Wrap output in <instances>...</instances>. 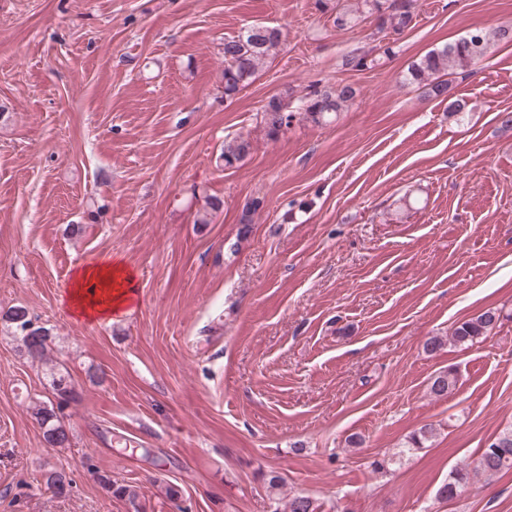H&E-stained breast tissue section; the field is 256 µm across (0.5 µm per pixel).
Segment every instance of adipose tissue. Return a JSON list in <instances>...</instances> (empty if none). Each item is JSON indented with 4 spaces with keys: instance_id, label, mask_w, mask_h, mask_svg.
I'll return each instance as SVG.
<instances>
[{
    "instance_id": "ef3b65f1",
    "label": "adipose tissue",
    "mask_w": 512,
    "mask_h": 512,
    "mask_svg": "<svg viewBox=\"0 0 512 512\" xmlns=\"http://www.w3.org/2000/svg\"><path fill=\"white\" fill-rule=\"evenodd\" d=\"M134 292V276L124 265L98 262L76 269L69 304L76 314L93 320L123 310Z\"/></svg>"
}]
</instances>
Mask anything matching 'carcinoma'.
<instances>
[{
  "label": "carcinoma",
  "instance_id": "cac0c4a2",
  "mask_svg": "<svg viewBox=\"0 0 512 512\" xmlns=\"http://www.w3.org/2000/svg\"><path fill=\"white\" fill-rule=\"evenodd\" d=\"M417 0H355L350 6L332 5L330 0H316V5L329 15L333 26L347 30L366 19H372L378 35L377 51L354 53L345 57L343 65L351 70L373 69L393 53V44L405 31L413 27ZM512 44V28L500 27L492 31L477 29L453 43L433 49L414 61L407 70L404 82L417 85L427 96L448 101V114L459 115L467 111L468 103L462 98L448 100L449 78L466 74L489 53L494 45ZM281 34L275 27L263 23L253 24L235 37L224 40V95L237 94L252 79L268 59L279 51ZM356 97V89L350 84L338 83L334 87L318 83L296 100L291 97L273 96L262 107V122L266 135L274 138L284 127L290 125L296 116L318 126L327 124L332 117L348 106ZM252 144L249 138L238 136L224 144L221 159L224 167L232 168L242 163L250 154ZM224 202L216 197H207L203 212L198 214L196 223L208 224L213 213L219 211ZM5 318L20 333V341L27 355L34 361L47 359L50 350L49 330L32 325L28 312L23 307L9 309ZM499 322V315L493 309L458 323L452 330L449 340L459 346H472L479 339L491 333ZM457 384V373L450 368L435 376L430 385V393L442 398L448 396ZM53 398L34 407V416L43 430L46 444L63 448L69 444V434L62 424L63 409L73 399V391L67 377L61 373L52 375ZM433 429L427 426L412 433L404 443L406 451L426 447L431 440ZM82 464L97 476L112 496L127 500L137 506L138 492L135 487L112 482L108 475L100 473L91 464L90 457H84ZM504 469H512V429L491 438L482 448L475 471L469 465L455 467L448 474V481L437 491L442 499H451L458 489L470 479V474L481 475L490 480ZM288 512H320V505L312 499L292 495L288 497Z\"/></svg>",
  "mask_w": 512,
  "mask_h": 512
}]
</instances>
